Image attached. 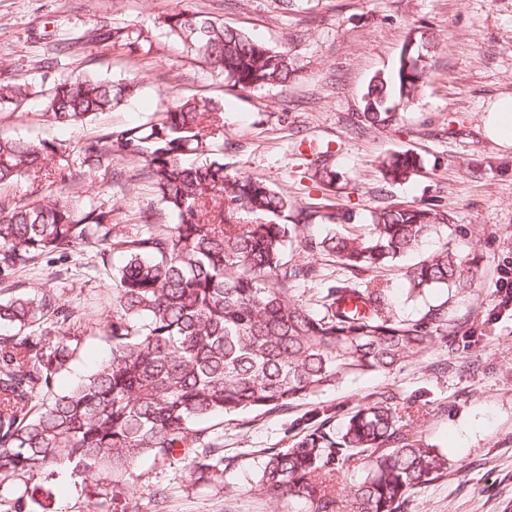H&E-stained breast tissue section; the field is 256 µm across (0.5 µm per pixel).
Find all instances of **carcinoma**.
<instances>
[{"mask_svg": "<svg viewBox=\"0 0 512 512\" xmlns=\"http://www.w3.org/2000/svg\"><path fill=\"white\" fill-rule=\"evenodd\" d=\"M183 51L222 73L240 89L285 85L293 59L245 32L207 15L175 10L166 19ZM426 77L414 43L398 64L374 77L363 96L361 124L390 126L394 103L412 99ZM139 86L74 75L46 97V116L84 126L109 112ZM25 85H0V104L20 106ZM223 106L206 98L182 99L158 122L111 130L81 143L86 172H112L120 159L143 163L156 199L173 218L144 233L113 234L112 209L73 204L58 194L8 208L0 204V276L39 258L68 254L95 243L123 254L112 275V300L103 326L107 358L67 389L54 388L77 351L80 320L49 290L0 302V479L34 466L74 465L97 495L125 494L123 477L146 458L180 452L188 469L221 470L224 455L199 459L207 419L289 405L336 387L345 379L386 372L427 355L448 311L427 320L394 317L386 289L333 288L324 311L299 302L296 283L316 276L312 260L285 257L300 225L278 222L293 208L288 196L224 164ZM70 155L64 144H30L0 137V185L25 178L33 186L56 182L60 170L48 153ZM194 152L199 162L182 156ZM329 151L316 152L314 175L332 183ZM410 151L382 162L389 182L420 168ZM449 223L448 213L427 206H392L373 216L363 234H328L305 243L310 257L336 259L351 271L393 265L425 247ZM475 271L444 246L406 271L409 293L473 281ZM352 297L361 311L337 306ZM407 424L392 397L358 407L339 434L308 430L281 450L270 448L259 479L266 494L308 505L307 512H401L410 492L448 470L447 459L408 440ZM358 462L365 478L336 489V466Z\"/></svg>", "mask_w": 512, "mask_h": 512, "instance_id": "cac0c4a2", "label": "carcinoma"}]
</instances>
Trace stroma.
<instances>
[{
    "label": "stroma",
    "mask_w": 512,
    "mask_h": 512,
    "mask_svg": "<svg viewBox=\"0 0 512 512\" xmlns=\"http://www.w3.org/2000/svg\"><path fill=\"white\" fill-rule=\"evenodd\" d=\"M199 11L275 48H285L295 75L285 86L241 90L182 52L165 24L174 9ZM147 35L148 45L101 43L100 26ZM412 35L423 38L427 78L390 127L359 121L371 78L392 71ZM86 74L140 81L137 95L80 129L44 115L60 79ZM0 79L18 80L23 105L0 104V134L25 141L74 143L111 130L151 125L176 101L206 97L224 106V161L266 181L301 206L324 196L346 223L320 211L286 256L305 257V240L361 229L374 211L408 204L447 211L451 224L428 250L446 246L476 268L467 288L407 294L405 272L420 253L392 267L350 272L316 256L318 277L299 283L302 302L318 308L328 289L353 282L386 288L393 312L417 320L444 307L453 333L438 332L432 350L388 373L360 376L285 409L225 418L210 430L224 450V472H190L179 457L147 460L128 478L126 498L99 512H288L259 490L269 448H288L311 410H327L330 429L389 391L409 425V438L448 458V471L413 491L403 512H512V310L499 306L498 267L512 258V141L487 132L488 110L512 97V0H0ZM329 150L338 174L332 191L310 178L315 149ZM419 154L422 167L400 183L383 179L380 163L395 152ZM75 202L112 209L117 233L132 237L155 192L141 177L98 172L43 186ZM118 253L95 244L51 254L0 281V299L50 289L84 324L79 349L58 388L90 374L109 351L98 322L112 295ZM92 489L67 468L20 473L0 481V512H88Z\"/></svg>",
    "instance_id": "stroma-1"
}]
</instances>
